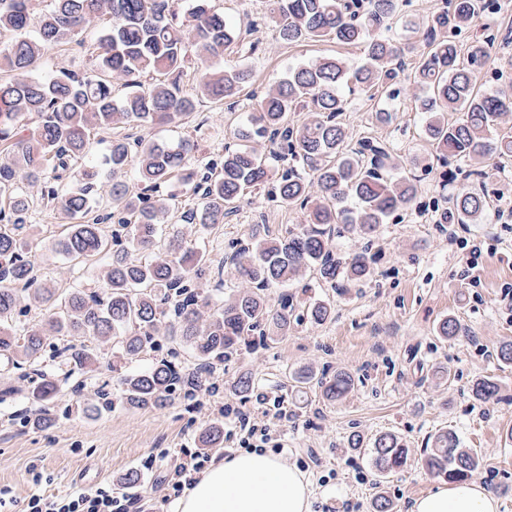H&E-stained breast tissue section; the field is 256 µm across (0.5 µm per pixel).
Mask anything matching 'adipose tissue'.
Returning <instances> with one entry per match:
<instances>
[{
  "label": "adipose tissue",
  "mask_w": 512,
  "mask_h": 512,
  "mask_svg": "<svg viewBox=\"0 0 512 512\" xmlns=\"http://www.w3.org/2000/svg\"><path fill=\"white\" fill-rule=\"evenodd\" d=\"M306 475L279 455L240 451L210 463L169 506V512H312ZM411 512H499L480 484L442 485L416 498Z\"/></svg>",
  "instance_id": "adipose-tissue-1"
}]
</instances>
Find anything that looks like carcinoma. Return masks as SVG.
Wrapping results in <instances>:
<instances>
[{
  "instance_id": "carcinoma-1",
  "label": "carcinoma",
  "mask_w": 512,
  "mask_h": 512,
  "mask_svg": "<svg viewBox=\"0 0 512 512\" xmlns=\"http://www.w3.org/2000/svg\"><path fill=\"white\" fill-rule=\"evenodd\" d=\"M35 0H0V35L11 40L0 52V142L9 143L0 159V357L20 371L26 398L34 405L54 400L61 387L91 363L84 345L46 344L43 326L23 320V300L34 295L50 311L49 326L58 336H117V354L134 359L155 348V337L170 336L189 347L194 362L185 367L160 359L150 368L121 378L123 400L133 408L163 407L210 384L219 366L267 335H283L291 323L288 297L267 303L264 290L293 281L312 270L337 293L366 281L372 268L366 252L336 253L325 227L340 224L360 238L370 237L393 211L415 196L414 178L384 173L391 153L376 139L358 147L346 144V94L373 90L389 99L404 71L406 57H419L414 83L417 108L426 113L424 135L436 159L463 161L470 174L486 178L494 156L512 153V101L476 89L478 69L492 57L493 42L476 36L466 59L456 37L498 9L497 0H451L434 14L423 34L405 43L386 35L399 0H271L277 39L291 43L325 38L360 45L365 63L350 69L337 57L300 66L257 100L250 127L241 136L262 144L224 148V156L197 164L200 139L159 142L144 136L114 138L102 160L88 158L91 131L124 124L150 127L190 116L195 98L221 100L247 82L242 68L205 69L193 91L181 86L183 73L204 58L221 56L241 22L213 10L210 0H193L187 15L167 13L160 0H51L34 18ZM109 17L99 39L96 64L78 77L67 72L43 81L30 76L42 50L78 36L91 21ZM38 22V36L28 29ZM311 119L289 124L290 113ZM441 112H456L448 122ZM34 115L37 123L22 124ZM135 166L140 188L124 179ZM74 176L77 186L58 194L55 183ZM179 178L203 187L197 208L179 215L182 224L215 228L239 211L246 196L263 190L268 199L305 211V227L265 233L251 247L229 256L237 290L204 295L202 283L222 275L204 244L188 250L182 235L163 237L181 201L158 194L161 185ZM41 184L39 200L24 184ZM69 220V233L54 246L68 262L80 265L108 255L103 293L70 289L59 302L58 288L39 278L32 243L22 229L32 223L41 201ZM485 194L457 195L444 213L448 224H478L485 215ZM117 218L110 236L99 225ZM306 317L322 323L332 306L314 301ZM316 381L329 400L345 396L352 378L338 372ZM473 395L483 401L498 393L489 377L476 380ZM375 471L385 476L403 467L410 450L392 433L371 441ZM430 473L449 480L465 478L482 458L459 447L451 432L434 436L421 458Z\"/></svg>"
}]
</instances>
